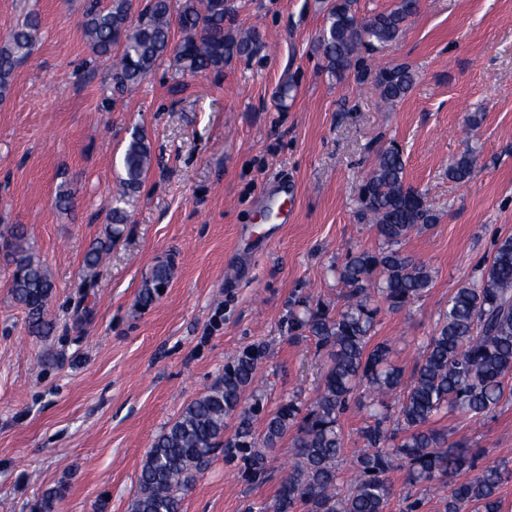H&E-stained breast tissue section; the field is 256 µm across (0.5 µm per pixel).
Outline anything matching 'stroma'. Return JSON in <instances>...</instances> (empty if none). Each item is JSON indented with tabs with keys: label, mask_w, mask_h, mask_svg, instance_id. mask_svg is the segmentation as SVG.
<instances>
[{
	"label": "stroma",
	"mask_w": 512,
	"mask_h": 512,
	"mask_svg": "<svg viewBox=\"0 0 512 512\" xmlns=\"http://www.w3.org/2000/svg\"><path fill=\"white\" fill-rule=\"evenodd\" d=\"M329 2L234 0L241 27L266 36L262 60L183 76L168 60L116 98L109 61L94 59L84 37L85 0H0V42L27 13L41 19L0 100V226H27L56 285L54 329L32 335L0 258V512H29L59 485L55 512H127L155 437L246 346L265 349L268 409L295 394L311 404L324 358L313 337L289 335L283 322L305 298L341 304L348 254L381 250L359 218V188L380 147L402 149L407 183L440 216L401 245L429 267L430 288L377 318V339L405 370L449 297L512 236V0H419L396 43L369 57L374 69L416 72L393 105L356 72L340 81L326 73L315 40ZM290 81L296 92L280 98ZM136 128L154 163L124 236L87 286L83 258L106 231ZM469 146L476 167L466 181L450 180L449 160ZM62 189L72 197L66 210L56 203ZM272 193L288 223L270 216ZM170 257L169 287L140 307L145 273ZM434 427L483 449L481 465L512 466V396L487 417L454 413ZM291 440L270 451L261 479L246 477L242 461L215 458L185 493L183 512L272 503ZM389 479L386 512H404L411 498L419 512H442L439 495L405 472Z\"/></svg>",
	"instance_id": "35a3bbf8"
}]
</instances>
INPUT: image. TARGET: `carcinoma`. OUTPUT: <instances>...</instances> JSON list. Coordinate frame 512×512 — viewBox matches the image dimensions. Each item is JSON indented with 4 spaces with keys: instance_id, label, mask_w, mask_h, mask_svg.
Segmentation results:
<instances>
[{
    "instance_id": "1",
    "label": "carcinoma",
    "mask_w": 512,
    "mask_h": 512,
    "mask_svg": "<svg viewBox=\"0 0 512 512\" xmlns=\"http://www.w3.org/2000/svg\"><path fill=\"white\" fill-rule=\"evenodd\" d=\"M356 0H332L319 32L326 72L340 80L362 68V51L397 41L402 24L416 9V0H398L390 10L368 18L358 14ZM133 0H88L84 35L96 58L112 60V92L137 87L169 57L184 73H220L233 61L247 63L265 56L260 31L240 28L233 0H145L131 23ZM40 21L29 16L0 43V100L11 90L14 70L31 53ZM179 32L180 40L174 39ZM120 54L112 56L115 47ZM407 65L381 67L374 83L381 100L401 101L415 83ZM471 149L448 164V178L465 180L475 163ZM153 164L151 144L136 129L122 155L123 175L109 201L106 235L94 241L83 261L84 282H95L96 269L127 228L130 205L144 187ZM360 215L375 227L386 248L362 250L349 256L338 278L347 288L337 310L308 302L288 311V333L316 340L326 368L313 408L302 412L290 398L264 414V394L254 382L265 352L250 345L224 365L204 393L187 404L179 416L154 439L138 475V491L128 512H182V495L218 454L241 457L255 477L265 474L266 451L277 447L290 429L294 457L273 504L258 512H386L391 496L389 473L407 472L411 483H425L441 497L443 512H502L500 489L512 480V469L501 465L477 468L478 454L464 443H448L431 427L437 417L461 412L487 416L502 401L512 379V237L497 242L483 262L481 276L457 289L434 336L416 360L410 383L404 369L392 361L393 347L375 340L378 307L370 306L374 289L391 310L419 299L430 287L429 268L398 245L411 233L438 223L426 194L405 180L403 152L394 144L378 150L363 181ZM0 252L12 265L10 288L26 313L29 328L39 336L53 330L46 319L55 283L37 258L23 224L0 229ZM174 266L154 265L138 293L139 305H151L169 286ZM359 388L381 399L401 394L396 420L402 437L389 431L388 413L371 415L361 428L365 448L355 454L348 473L338 467L344 435L340 417ZM263 418V447H257L253 423ZM237 419L234 438L224 440L227 421ZM478 469L476 476L457 483L453 477ZM346 490H341V486ZM62 494L50 488L32 506L33 512H54Z\"/></svg>"
}]
</instances>
